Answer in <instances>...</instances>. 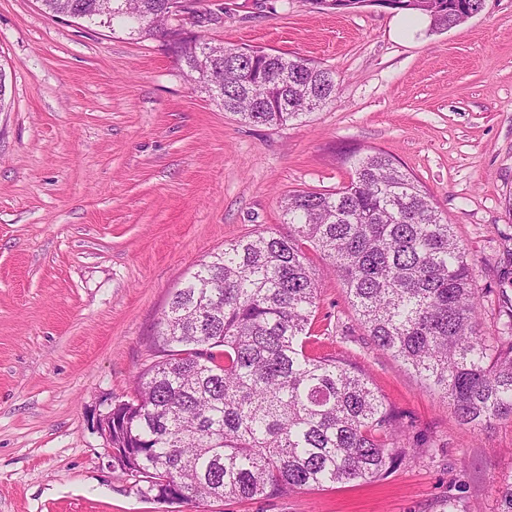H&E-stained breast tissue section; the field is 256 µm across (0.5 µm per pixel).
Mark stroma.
<instances>
[{
  "label": "stroma",
  "mask_w": 512,
  "mask_h": 512,
  "mask_svg": "<svg viewBox=\"0 0 512 512\" xmlns=\"http://www.w3.org/2000/svg\"><path fill=\"white\" fill-rule=\"evenodd\" d=\"M208 37L332 70L335 102L303 121L225 113L156 43L0 0V512H500L512 422L476 430L375 347L318 252L322 352L362 369L423 447L386 479L278 497L160 504L113 468L93 419L154 359L172 292L225 241L284 236L280 202L349 179L383 149L433 196L474 264L496 334L512 295V0L438 33L399 14L309 0H203Z\"/></svg>",
  "instance_id": "1"
}]
</instances>
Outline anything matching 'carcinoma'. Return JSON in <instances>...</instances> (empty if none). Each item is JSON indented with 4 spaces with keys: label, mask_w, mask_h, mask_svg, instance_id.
<instances>
[{
    "label": "carcinoma",
    "mask_w": 512,
    "mask_h": 512,
    "mask_svg": "<svg viewBox=\"0 0 512 512\" xmlns=\"http://www.w3.org/2000/svg\"><path fill=\"white\" fill-rule=\"evenodd\" d=\"M45 12L118 23L166 42L176 65L224 111L255 125L299 121L336 100L335 74L307 59L183 35L168 0H41ZM429 16V30L453 25ZM350 181L284 201L288 236L224 243L168 302L155 345L112 416V463L168 504L276 497L386 478L407 458L405 426L346 359L306 351L323 253L374 344L441 393L460 424L512 421V301L498 335L484 332L473 264L430 194L380 149L340 155Z\"/></svg>",
    "instance_id": "obj_1"
}]
</instances>
